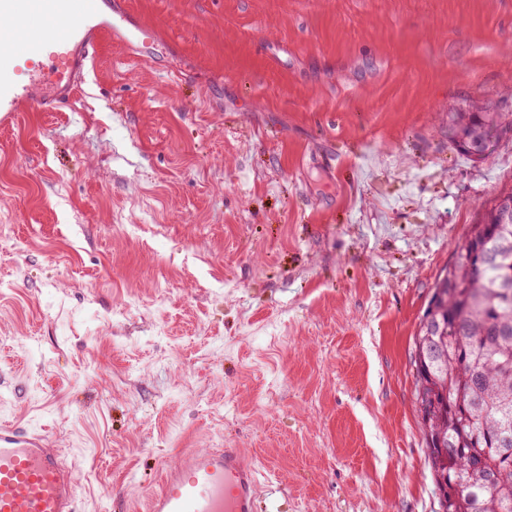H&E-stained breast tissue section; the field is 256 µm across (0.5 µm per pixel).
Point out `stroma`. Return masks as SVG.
I'll use <instances>...</instances> for the list:
<instances>
[{
  "instance_id": "35a3bbf8",
  "label": "stroma",
  "mask_w": 512,
  "mask_h": 512,
  "mask_svg": "<svg viewBox=\"0 0 512 512\" xmlns=\"http://www.w3.org/2000/svg\"><path fill=\"white\" fill-rule=\"evenodd\" d=\"M74 107L0 126V422L79 512H146L238 448L265 512H437L414 335L512 189L455 112L512 120V0H124Z\"/></svg>"
}]
</instances>
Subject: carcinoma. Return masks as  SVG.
<instances>
[{
	"instance_id": "obj_1",
	"label": "carcinoma",
	"mask_w": 512,
	"mask_h": 512,
	"mask_svg": "<svg viewBox=\"0 0 512 512\" xmlns=\"http://www.w3.org/2000/svg\"><path fill=\"white\" fill-rule=\"evenodd\" d=\"M490 112H459L457 142L473 147L482 129L501 124ZM495 204L470 225L463 247L507 251L512 223L497 224ZM503 271L477 260L446 267L437 321L446 335L434 363L414 367L415 407L423 433L441 439L426 447L430 468L446 480L451 512H512V295L497 292Z\"/></svg>"
}]
</instances>
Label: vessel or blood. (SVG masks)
<instances>
[{"label":"vessel or blood","instance_id":"vessel-or-blood-1","mask_svg":"<svg viewBox=\"0 0 512 512\" xmlns=\"http://www.w3.org/2000/svg\"><path fill=\"white\" fill-rule=\"evenodd\" d=\"M24 29L16 38L15 29ZM153 59V28L112 0H0V122L52 111L79 94L102 40ZM257 473L236 448H195L165 466L147 512H257ZM79 482L61 449L40 433L0 423V512H78Z\"/></svg>","mask_w":512,"mask_h":512}]
</instances>
